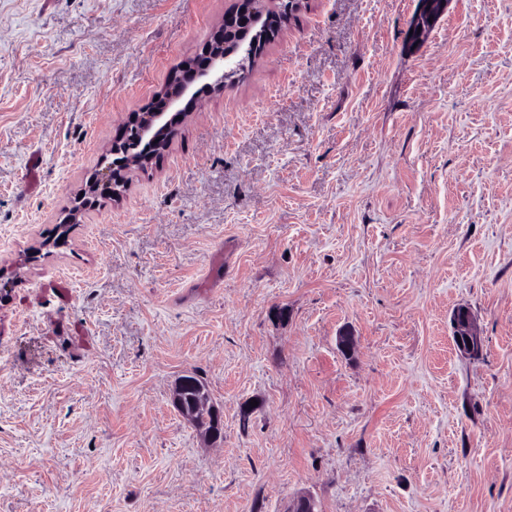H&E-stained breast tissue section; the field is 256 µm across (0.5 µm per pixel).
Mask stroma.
I'll return each instance as SVG.
<instances>
[{
	"mask_svg": "<svg viewBox=\"0 0 512 512\" xmlns=\"http://www.w3.org/2000/svg\"><path fill=\"white\" fill-rule=\"evenodd\" d=\"M237 5L0 0V512H512V0H308L68 221ZM417 2L418 7L410 24V30H413V34L409 35L411 44H419L423 41L446 10L449 0H417ZM429 18H432V22H429ZM417 30H420V33H417ZM453 318L454 325V338L459 351L467 354L478 353L481 346V339L472 315L463 308H458ZM457 336H460L461 343H458ZM471 344V347H468ZM189 390H194L196 396L189 406L183 403V395ZM171 401L173 406L192 425H198V415L207 414L211 417L208 424H203L196 429L203 442L210 446L222 439L224 418L222 410L213 402L206 388L194 375H183L177 379L172 391Z\"/></svg>",
	"mask_w": 512,
	"mask_h": 512,
	"instance_id": "stroma-1",
	"label": "stroma"
}]
</instances>
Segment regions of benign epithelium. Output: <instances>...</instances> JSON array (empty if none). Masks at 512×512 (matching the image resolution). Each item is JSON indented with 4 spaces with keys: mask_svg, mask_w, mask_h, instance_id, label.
Masks as SVG:
<instances>
[{
    "mask_svg": "<svg viewBox=\"0 0 512 512\" xmlns=\"http://www.w3.org/2000/svg\"><path fill=\"white\" fill-rule=\"evenodd\" d=\"M418 7L410 24L413 34L409 36L412 44H419L435 26V22L442 16L449 0H417ZM276 10L275 0H247L246 6L238 11L237 17L250 24L253 20L262 17L268 12ZM255 57L253 47L242 48L236 45L227 47L222 39L215 40L214 47L196 62L184 77L165 91L162 105L155 110H146L132 119V123L139 124L145 129L162 122L164 112L174 107L180 99L195 87L207 90L224 87V81L236 78L244 68L243 55ZM110 170L106 169L96 179L89 182L88 188L82 196L89 197L87 203L98 195L112 196L108 178ZM454 336L461 339L457 348L467 354L478 353L481 339L472 315L465 309L459 308L454 315ZM173 406L191 424L199 426L198 433L203 442L210 446L222 439L224 418L222 410L213 402L206 388L193 375H183L177 379L172 391ZM317 503L309 493L297 495L286 508V512H316Z\"/></svg>",
    "mask_w": 512,
    "mask_h": 512,
    "instance_id": "7a95c632",
    "label": "benign epithelium"
}]
</instances>
